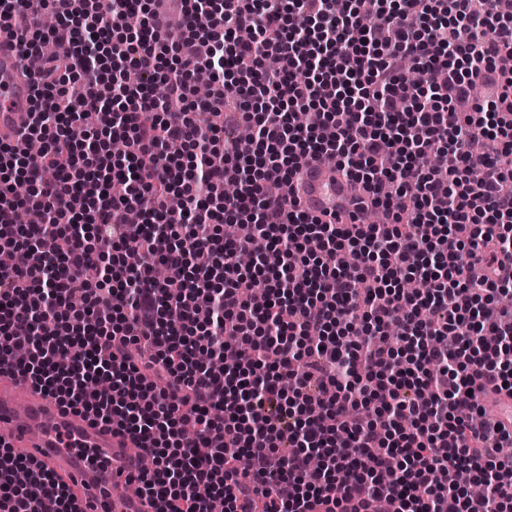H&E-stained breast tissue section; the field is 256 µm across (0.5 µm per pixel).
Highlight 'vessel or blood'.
<instances>
[{
    "label": "vessel or blood",
    "mask_w": 512,
    "mask_h": 512,
    "mask_svg": "<svg viewBox=\"0 0 512 512\" xmlns=\"http://www.w3.org/2000/svg\"><path fill=\"white\" fill-rule=\"evenodd\" d=\"M33 70L24 68L11 20L0 19V142L11 144L29 122ZM302 211L323 221L366 223L368 194L339 169L301 164L292 178ZM479 402L501 432L512 435V394L486 386ZM0 441L60 478L80 512H154L130 492L113 494L139 465L131 440L116 427L94 424L85 414L63 411L56 400L17 376L0 372Z\"/></svg>",
    "instance_id": "vessel-or-blood-1"
}]
</instances>
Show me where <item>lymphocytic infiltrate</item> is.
Returning <instances> with one entry per match:
<instances>
[{"mask_svg":"<svg viewBox=\"0 0 512 512\" xmlns=\"http://www.w3.org/2000/svg\"><path fill=\"white\" fill-rule=\"evenodd\" d=\"M180 2L191 23L167 36L161 0H0L21 55L72 47L43 57L24 139L0 145V368L125 431L152 459L137 487L156 512H503L512 456L471 417L484 383L512 391V322L479 291L512 280L471 272L478 252L512 257L497 160L512 154V0ZM37 9L50 28L32 29ZM129 66L148 80L126 82ZM229 106L249 138L225 137ZM302 109L317 125L291 122ZM89 114L98 126L74 145ZM324 155L385 223H326L268 193ZM22 208L44 222L18 223ZM231 222L254 236L224 239ZM46 239L56 249L39 253ZM259 248L274 258L260 279L237 262ZM410 278L427 288L406 292ZM0 512L79 509L4 445Z\"/></svg>","mask_w":512,"mask_h":512,"instance_id":"f902f5d3","label":"lymphocytic infiltrate"}]
</instances>
